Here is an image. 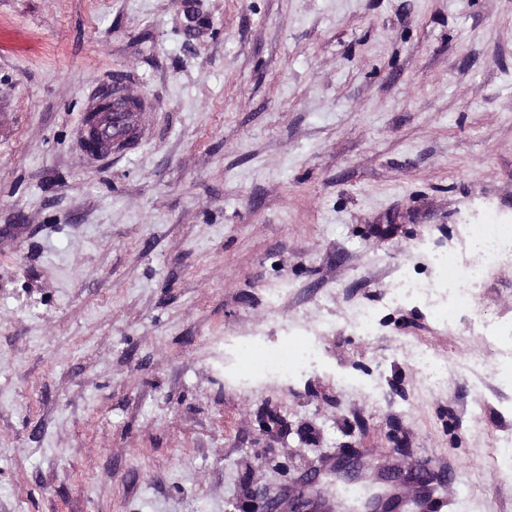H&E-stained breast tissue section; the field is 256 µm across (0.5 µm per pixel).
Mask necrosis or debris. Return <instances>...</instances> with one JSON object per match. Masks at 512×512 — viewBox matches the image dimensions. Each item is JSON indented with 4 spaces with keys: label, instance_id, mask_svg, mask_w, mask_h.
Here are the masks:
<instances>
[{
    "label": "necrosis or debris",
    "instance_id": "1",
    "mask_svg": "<svg viewBox=\"0 0 512 512\" xmlns=\"http://www.w3.org/2000/svg\"><path fill=\"white\" fill-rule=\"evenodd\" d=\"M432 269L420 278L399 271L387 293V305L400 307L418 303L428 309L438 322L457 321L473 311L476 292L482 287L485 273L495 266L512 265V224L490 218L469 224L461 252L430 248L426 253ZM481 324L496 354L499 384L512 388V320L482 319ZM324 325H307L288 330L279 351H268L262 334L246 337L236 346L240 381L249 384L258 376L287 378L319 360V338Z\"/></svg>",
    "mask_w": 512,
    "mask_h": 512
}]
</instances>
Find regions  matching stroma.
I'll use <instances>...</instances> for the list:
<instances>
[{"label":"stroma","mask_w":512,"mask_h":512,"mask_svg":"<svg viewBox=\"0 0 512 512\" xmlns=\"http://www.w3.org/2000/svg\"><path fill=\"white\" fill-rule=\"evenodd\" d=\"M116 80L142 138L87 160ZM489 211L512 220V0H0V512H512L477 325L409 304L348 333ZM477 305L512 318V267ZM319 322L318 366L240 386L241 339ZM377 312L374 308L363 307L356 311L350 322V328L355 335L370 337L376 330ZM406 353L410 355L419 368L421 380L426 388L436 386L445 375L448 376V362L441 361L433 354L422 348L413 346L405 347Z\"/></svg>","instance_id":"1"}]
</instances>
